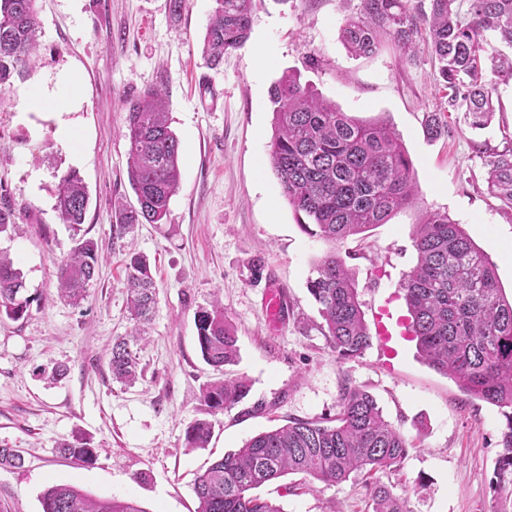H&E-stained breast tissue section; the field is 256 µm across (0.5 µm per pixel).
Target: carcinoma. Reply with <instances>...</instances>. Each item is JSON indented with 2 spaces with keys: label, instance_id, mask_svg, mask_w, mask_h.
<instances>
[{
  "label": "carcinoma",
  "instance_id": "obj_1",
  "mask_svg": "<svg viewBox=\"0 0 512 512\" xmlns=\"http://www.w3.org/2000/svg\"><path fill=\"white\" fill-rule=\"evenodd\" d=\"M361 0V9L344 18L340 37L355 56L376 52L388 36L411 59L427 30V47L448 88V108L462 112L468 127L484 130L496 111L495 87L486 77L512 79V59L484 57L485 36L493 33L512 48V0ZM203 38L202 54L212 68L224 54L242 47L250 33L253 0H215ZM37 0H0V90L14 74L32 67L39 45ZM273 136L270 163L282 194L295 211L300 229L335 244L385 224L415 198L413 164L400 137L386 121L363 123L336 104L286 74L271 88ZM127 112V174L137 206L115 209V228L127 233L136 224H161L180 186V142L170 128L166 86H151L122 99ZM488 192L512 206V146L489 153ZM90 197L78 172L64 173L57 185L56 209L73 231L84 224ZM416 264L401 283L419 357L453 379L468 396L501 409L497 486L512 488V301L499 285L496 265L446 211L433 210L415 225ZM99 265L98 247L82 238L61 262V295L73 305L88 296ZM125 288L137 323L129 336L112 344L108 367L112 378L135 383L139 361L134 346L145 333L157 303L149 261L130 255ZM307 289L323 320L322 330L342 359L362 355L372 337L358 298V284L345 260L332 250L314 265ZM25 281L5 251L0 252V314L18 320L28 310ZM197 343L202 359L222 373L238 360L234 328L224 305L214 301L196 312ZM248 378H222L202 392L214 412L230 409L250 392ZM213 425L197 420L185 431V447L205 448ZM410 443L385 418L376 399L349 385L341 388L334 424L293 419L261 432L239 450L214 461L194 481L197 512H283L254 493L289 474H301L326 486L353 473L371 479L372 512H410L406 501L376 474L398 468ZM81 465L96 459L82 439L64 445ZM16 448H0V467L20 468ZM42 512H145L120 497L95 498L73 484H54L40 498Z\"/></svg>",
  "mask_w": 512,
  "mask_h": 512
}]
</instances>
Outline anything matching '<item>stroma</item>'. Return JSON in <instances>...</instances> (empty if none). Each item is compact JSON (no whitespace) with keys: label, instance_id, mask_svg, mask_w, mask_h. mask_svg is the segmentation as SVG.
<instances>
[{"label":"stroma","instance_id":"obj_1","mask_svg":"<svg viewBox=\"0 0 512 512\" xmlns=\"http://www.w3.org/2000/svg\"><path fill=\"white\" fill-rule=\"evenodd\" d=\"M359 5L254 0L247 42L211 69L201 43L215 0H188L177 18L168 0H38V63L0 93V198L17 224L0 236V249L21 269L30 298L23 318L0 317V448L24 456L22 468H0V512H41L42 493L59 483L135 501L144 512H196L197 473L285 420L334 417L345 384L372 394L410 442L400 469L379 476L410 512H512V492L494 488L500 409L464 394L412 345L391 364L374 345L339 358L307 290L314 262L332 247L302 232L270 166L269 90L286 73L353 118L389 122L413 163L414 204L333 247L355 274L369 329L415 265L414 226L429 209L462 224L512 295V208L488 193L478 151L484 142L512 143V81L496 84L490 127L468 130L461 113L449 111L426 48L411 61L388 39L371 56L348 52L340 26ZM66 73L78 87L61 117L29 111V94L53 89ZM161 81L181 144V188L166 223L119 235L115 206L136 202L120 102ZM432 116L445 128L434 139L426 133ZM62 120L74 139L58 136ZM71 169L91 197L77 234L55 211L59 178ZM81 236L96 242L101 261L76 308L57 292L56 267ZM131 250L151 264L157 306L138 348L142 375L125 386L113 380L108 355L133 326L124 288ZM257 255L265 260L258 274L250 266ZM277 287L288 314L274 326L263 299ZM217 298L238 336L239 359L226 374L246 376L251 391L214 414L202 389L218 374L200 356L194 318ZM60 365L67 376L51 380ZM198 419L213 423V437L190 450L185 430ZM77 437L97 448L93 466L61 454ZM261 493L283 512H366L369 500L359 474L334 486L292 474Z\"/></svg>","mask_w":512,"mask_h":512}]
</instances>
